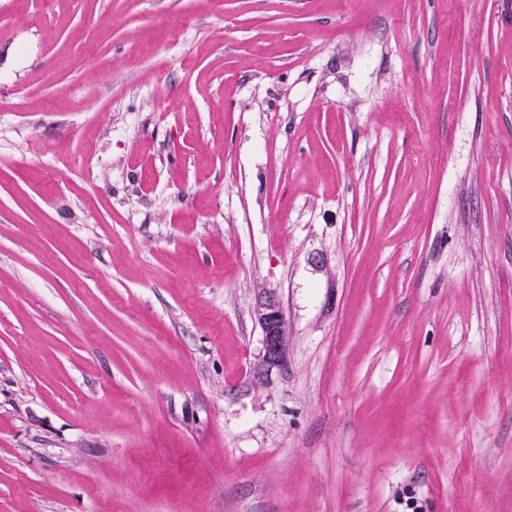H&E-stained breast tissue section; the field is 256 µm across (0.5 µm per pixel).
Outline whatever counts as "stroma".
Instances as JSON below:
<instances>
[{"label": "stroma", "instance_id": "35a3bbf8", "mask_svg": "<svg viewBox=\"0 0 512 512\" xmlns=\"http://www.w3.org/2000/svg\"><path fill=\"white\" fill-rule=\"evenodd\" d=\"M0 512H512V0H0ZM257 314L263 330V356L256 375L263 376L286 361L288 336L282 304L275 293H265L258 298Z\"/></svg>", "mask_w": 512, "mask_h": 512}]
</instances>
